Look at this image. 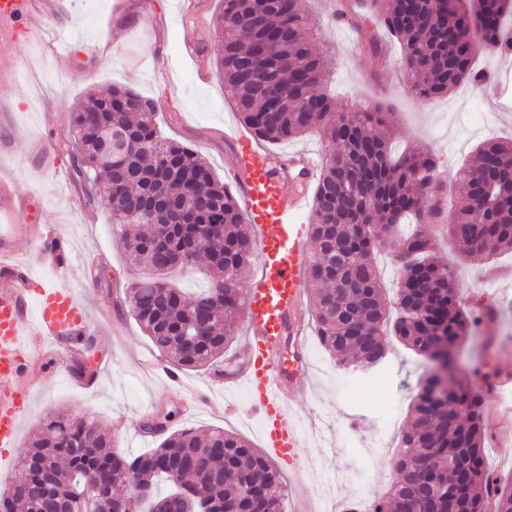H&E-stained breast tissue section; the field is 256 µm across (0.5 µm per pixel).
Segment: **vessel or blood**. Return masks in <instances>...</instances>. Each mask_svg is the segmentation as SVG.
<instances>
[{"mask_svg":"<svg viewBox=\"0 0 512 512\" xmlns=\"http://www.w3.org/2000/svg\"><path fill=\"white\" fill-rule=\"evenodd\" d=\"M61 0H0V26L18 22L19 32L42 34L52 53L66 55L70 43L50 25ZM245 216L255 233L258 273L248 292L245 354L225 388L248 386L263 421V440L277 457L293 456L300 433L286 405L288 388L308 367L307 324L303 316L304 271L310 254L305 225L294 216L306 205L307 182L314 162L304 154L282 160L240 140L234 159ZM0 180V455L17 449L21 411L33 397L31 372L49 354L74 362L83 355L79 337L93 335L85 300L68 282L69 267L60 257L63 235L41 224H22L18 215L34 205ZM39 263L51 264L55 279L35 283L32 271L15 262L19 242ZM298 349L295 367L281 352L283 336ZM143 369L183 399L204 402L203 389L189 383L165 362L146 358Z\"/></svg>","mask_w":512,"mask_h":512,"instance_id":"obj_1","label":"vessel or blood"}]
</instances>
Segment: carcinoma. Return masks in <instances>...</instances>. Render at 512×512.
Masks as SVG:
<instances>
[{
  "label": "carcinoma",
  "mask_w": 512,
  "mask_h": 512,
  "mask_svg": "<svg viewBox=\"0 0 512 512\" xmlns=\"http://www.w3.org/2000/svg\"><path fill=\"white\" fill-rule=\"evenodd\" d=\"M367 20L399 44L412 94L440 97L463 81L479 82L469 43L512 49V0H365ZM213 25L224 83L240 120L259 141L296 139L315 129L334 146L322 159L310 224L306 280L316 334L336 364L372 368L389 352L388 336L427 360L437 348L459 354L472 320L460 304V282L434 261L424 227L398 240L402 273L389 310L374 266L376 251L406 217L429 209L437 169L413 147L394 159L387 115L379 107L336 110L325 91L328 59L317 49V22L308 0H221ZM274 66L266 95L251 70ZM157 102L129 89L89 92L72 113L65 144L83 177L85 200L98 181L127 241L130 264L147 270L131 283L129 310L153 346L180 370L209 369L232 343L245 291L238 275L255 253L242 208L198 153L158 134ZM465 202L448 225L462 255L512 252V141L489 140L456 172ZM189 255L205 267L208 288L187 296L166 280L164 256ZM410 425L393 461L397 479L371 512H512V484L489 469L482 399L462 366L437 388L428 374L410 408ZM157 447L127 456L108 451L112 439L98 424L47 417L19 460L20 477L0 490V512H36L37 499L63 507L82 496L84 512H126L136 490L143 507L172 512L176 490L160 495L157 481L192 494L189 512H251L262 489L283 496L273 461L240 435L212 429L169 430Z\"/></svg>",
  "instance_id": "obj_1"
}]
</instances>
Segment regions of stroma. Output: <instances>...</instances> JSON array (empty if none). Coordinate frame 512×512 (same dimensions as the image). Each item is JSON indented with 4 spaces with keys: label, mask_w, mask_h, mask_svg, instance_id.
<instances>
[{
    "label": "stroma",
    "mask_w": 512,
    "mask_h": 512,
    "mask_svg": "<svg viewBox=\"0 0 512 512\" xmlns=\"http://www.w3.org/2000/svg\"><path fill=\"white\" fill-rule=\"evenodd\" d=\"M198 11L182 17V0H63L60 21L69 29L70 53L56 57L36 38L0 37V96L16 101L14 112L0 126L9 138L14 157L0 175L13 180L18 193L36 196L39 207L29 220L65 230L67 257L79 265L84 253L102 256L90 309L103 334L97 337L101 367L96 387H83L73 371L46 364L35 371L40 392L22 412L20 446L46 416L64 413L94 421L110 431L116 448L136 454L153 441L138 432L141 410L148 402L172 412V428H221L261 446L259 420L249 409L244 389L231 391L212 384L210 371L191 373L206 388L208 399L186 413L180 397L141 369V357H157L125 304V290L139 276L127 265L126 247L112 222L105 201L86 204L81 183L67 155H60V171L45 174L31 151L33 141L70 137L74 106L93 88L118 85L154 97L162 134L189 146L204 157L231 193H238L233 159L236 147L225 129L245 133L232 108L229 89L217 70L213 48V19L220 0H198ZM321 27L320 50L335 59L328 89L337 105L356 101L381 105L392 130L391 145L403 151L422 145L447 179L441 194L444 214L461 201L453 177L474 148L488 139H512V54L479 52L475 65L491 73L492 83L476 88L464 83L448 95L419 99L407 90L404 61L398 46L384 38L385 56L372 63L361 49L363 29L355 6L348 0H311ZM201 51L184 52L186 42ZM485 113L490 124L482 130L468 126L471 113ZM437 260L455 266L461 281L465 310L483 306L495 313L479 325L464 345V365L480 356L479 340L494 339L488 363L498 372L512 373V255L458 261L444 233L433 245ZM312 361L299 381L305 397L289 396L288 410L302 433L295 460L276 459L286 485L281 512H297L310 501L323 507L324 481L336 472L364 467V477L376 491L395 480L392 469L402 432L408 426L410 403L426 367L422 357L394 345L380 369L364 370L363 380H328L321 372L330 356L317 336H310ZM489 465L503 477L512 476V388L485 398Z\"/></svg>",
    "instance_id": "1"
}]
</instances>
